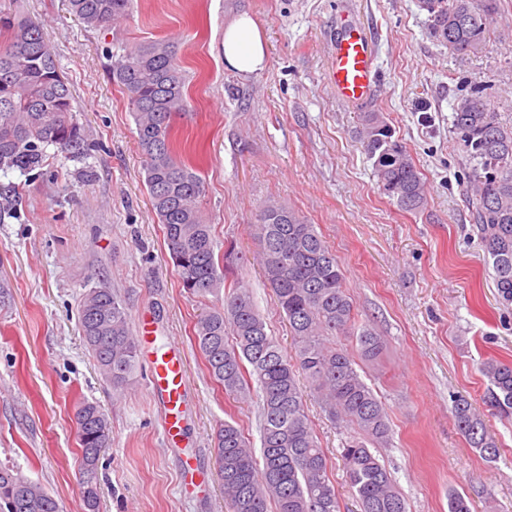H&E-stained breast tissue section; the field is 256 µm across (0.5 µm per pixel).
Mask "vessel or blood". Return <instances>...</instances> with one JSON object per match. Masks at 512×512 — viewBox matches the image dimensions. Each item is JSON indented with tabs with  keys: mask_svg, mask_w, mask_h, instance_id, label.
Here are the masks:
<instances>
[{
	"mask_svg": "<svg viewBox=\"0 0 512 512\" xmlns=\"http://www.w3.org/2000/svg\"><path fill=\"white\" fill-rule=\"evenodd\" d=\"M329 79L339 100L349 104L370 103L376 93L378 70L371 33L362 26L344 24L331 42ZM150 388L165 411L163 435L177 442L187 389L181 354L176 346L153 351L149 360Z\"/></svg>",
	"mask_w": 512,
	"mask_h": 512,
	"instance_id": "1",
	"label": "vessel or blood"
}]
</instances>
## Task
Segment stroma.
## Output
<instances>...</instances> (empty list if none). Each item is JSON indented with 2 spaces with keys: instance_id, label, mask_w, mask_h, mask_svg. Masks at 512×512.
<instances>
[{
  "instance_id": "stroma-1",
  "label": "stroma",
  "mask_w": 512,
  "mask_h": 512,
  "mask_svg": "<svg viewBox=\"0 0 512 512\" xmlns=\"http://www.w3.org/2000/svg\"><path fill=\"white\" fill-rule=\"evenodd\" d=\"M39 21L91 144L73 159L48 150L23 184L15 217L0 223V467L40 483L61 512H83L76 406H101L111 443L98 467L100 512H226L213 435L224 421L261 446L257 401L226 396L194 337L197 315L245 283L269 335L292 351L288 323L254 257V224L270 199L315 225L345 273L356 325L384 343L364 364L389 415L380 456L407 512H448L456 490L473 512H512V421L486 415L501 446L485 461L453 419L456 396L481 405L487 358L512 361V308L504 309L468 198L472 164L452 127L458 97L480 93L512 128V0H500L486 48L461 58L429 31L418 0H135L107 29L87 27L67 0H0ZM266 42L261 71L224 63V28L241 14ZM370 26L381 113L429 189L425 210H400L362 148L358 109L329 81L331 37L341 20ZM173 41L188 74L189 109L173 130L205 182L204 211L217 254L233 273L217 295L183 288L152 211L127 99L111 80L113 54L147 40ZM107 281L148 344L119 393L100 375L78 326L84 293ZM176 342L189 390L183 434L167 443L149 388L147 352ZM306 410L332 463L340 512H360L339 454L356 430L333 420L313 394ZM195 474H187V466Z\"/></svg>"
}]
</instances>
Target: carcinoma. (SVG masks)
<instances>
[{"instance_id":"obj_1","label":"carcinoma","mask_w":512,"mask_h":512,"mask_svg":"<svg viewBox=\"0 0 512 512\" xmlns=\"http://www.w3.org/2000/svg\"><path fill=\"white\" fill-rule=\"evenodd\" d=\"M499 0H420L434 37L460 57L476 55ZM71 12L89 27H107L127 16L133 0H68ZM0 173L27 176L41 168L48 147L70 157L88 149L71 92L38 24L0 8ZM109 75L125 92L144 161L149 202L165 228L170 258L182 285L201 297L219 292L231 266L215 258L211 225L201 206L204 181L173 156L172 119L188 111L185 74L167 39L135 44L111 57ZM361 141L382 191L403 211L428 205L424 182L409 151L377 112L360 113ZM454 131L474 162L469 192L475 200V225L492 261L499 302L512 304V130L500 122L477 93L453 106ZM22 203L19 185L0 182V219ZM260 243L259 265L288 322L294 353L270 336L250 292L237 286L224 306L201 312L195 340L210 377L224 394L245 402L257 384L263 419L261 448L255 451L231 421L217 428L215 467L228 512H340L331 464L305 413L299 376H304L322 409L358 427L361 437L345 443L340 457L346 481L360 512H406L405 501L376 449L388 444L390 425L373 389L355 360L336 346V337L354 329L353 304L344 273L315 229L288 206L264 204L254 224ZM78 320L112 390L127 385L136 366L137 341L123 301L103 281L85 293ZM358 353L377 360L381 338L367 326L357 336ZM489 385L482 404L512 418V362L481 363ZM454 418L470 447L486 460L500 454L499 443L479 409L457 397ZM82 456L85 512H99L98 465L110 443V423L91 402L75 413ZM0 501L7 512H59L41 485L10 468H0Z\"/></svg>"}]
</instances>
